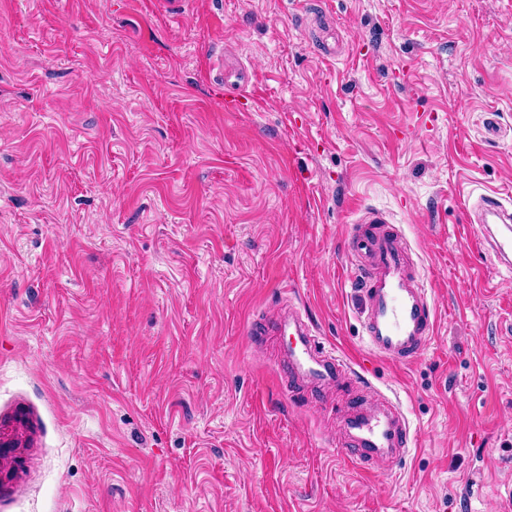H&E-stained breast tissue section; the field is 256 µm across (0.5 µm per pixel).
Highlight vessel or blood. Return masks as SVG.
I'll return each instance as SVG.
<instances>
[{
    "instance_id": "obj_1",
    "label": "vessel or blood",
    "mask_w": 512,
    "mask_h": 512,
    "mask_svg": "<svg viewBox=\"0 0 512 512\" xmlns=\"http://www.w3.org/2000/svg\"><path fill=\"white\" fill-rule=\"evenodd\" d=\"M481 248L497 261L512 265V209L497 196L481 198L475 211ZM355 274L352 286L363 300L362 324L369 348L378 356L407 363L425 352L434 333L435 310L429 293L410 259L404 236L381 213L364 210L345 242ZM256 340L279 343L276 365L289 393L309 391L316 403L350 386L336 419V446L341 456L365 472H395L410 451L411 427L397 397L375 388L350 360L320 341L307 315L296 307H283L271 320L249 324Z\"/></svg>"
}]
</instances>
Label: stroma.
I'll return each instance as SVG.
<instances>
[{"instance_id": "obj_1", "label": "stroma", "mask_w": 512, "mask_h": 512, "mask_svg": "<svg viewBox=\"0 0 512 512\" xmlns=\"http://www.w3.org/2000/svg\"><path fill=\"white\" fill-rule=\"evenodd\" d=\"M186 3L0 0V512H504L512 269L466 207L512 202V12ZM364 207L436 311L405 365L362 335ZM284 300L397 396L400 471L337 456L329 413L279 391L248 324Z\"/></svg>"}]
</instances>
